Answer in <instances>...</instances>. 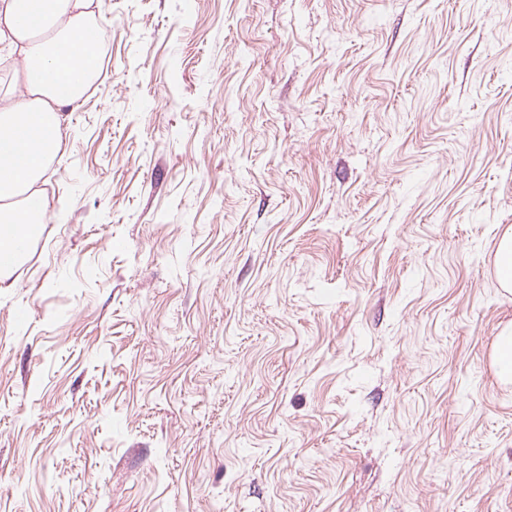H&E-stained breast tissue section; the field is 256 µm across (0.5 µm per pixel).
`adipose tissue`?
<instances>
[{
	"label": "adipose tissue",
	"instance_id": "1",
	"mask_svg": "<svg viewBox=\"0 0 512 512\" xmlns=\"http://www.w3.org/2000/svg\"><path fill=\"white\" fill-rule=\"evenodd\" d=\"M92 0H0V49L17 58L16 92L0 94V285L18 237L45 220L36 184L59 149L66 110L77 109L98 58L88 52Z\"/></svg>",
	"mask_w": 512,
	"mask_h": 512
}]
</instances>
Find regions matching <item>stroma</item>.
I'll return each mask as SVG.
<instances>
[{"label": "stroma", "mask_w": 512, "mask_h": 512, "mask_svg": "<svg viewBox=\"0 0 512 512\" xmlns=\"http://www.w3.org/2000/svg\"><path fill=\"white\" fill-rule=\"evenodd\" d=\"M92 11L0 288V512H512V0ZM497 274L503 287L512 288V228L504 232L499 244ZM495 363L503 380H512V327L503 329L496 341Z\"/></svg>", "instance_id": "obj_1"}]
</instances>
